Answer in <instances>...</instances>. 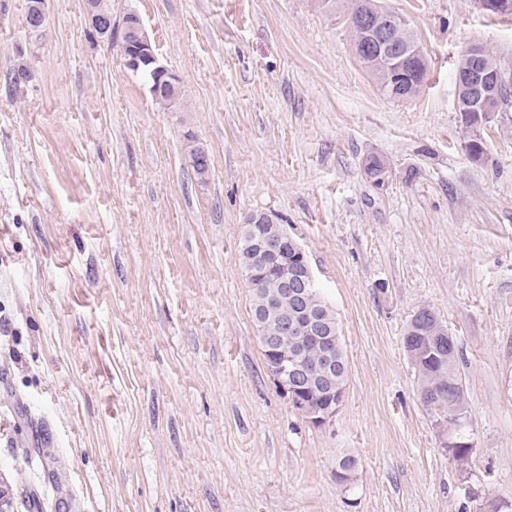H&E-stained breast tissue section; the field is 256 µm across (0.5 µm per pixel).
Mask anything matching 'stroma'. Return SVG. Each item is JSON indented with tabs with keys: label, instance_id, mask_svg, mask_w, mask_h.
I'll use <instances>...</instances> for the list:
<instances>
[{
	"label": "stroma",
	"instance_id": "stroma-1",
	"mask_svg": "<svg viewBox=\"0 0 512 512\" xmlns=\"http://www.w3.org/2000/svg\"><path fill=\"white\" fill-rule=\"evenodd\" d=\"M428 58L393 101L316 0H112L178 78L155 100L84 0H0V490L48 512H483L512 503V107L465 149L455 68L512 71V15L386 0ZM30 77L13 84L18 66ZM209 169H193L190 144ZM388 167L365 172L370 156ZM264 212L305 249L349 373L320 428L269 376L239 264ZM432 308L459 347L466 460L403 342ZM355 452L351 485L336 459Z\"/></svg>",
	"mask_w": 512,
	"mask_h": 512
}]
</instances>
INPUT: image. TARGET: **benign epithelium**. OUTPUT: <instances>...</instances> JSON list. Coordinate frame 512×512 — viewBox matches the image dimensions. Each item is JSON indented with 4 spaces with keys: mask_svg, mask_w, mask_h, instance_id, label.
I'll return each instance as SVG.
<instances>
[{
    "mask_svg": "<svg viewBox=\"0 0 512 512\" xmlns=\"http://www.w3.org/2000/svg\"><path fill=\"white\" fill-rule=\"evenodd\" d=\"M45 4L46 0H34L31 4L30 28L35 32L41 31L46 25ZM85 16L90 29L99 32L103 37L110 34L106 16L101 11L97 0H85ZM390 16L392 12L377 0L374 13L358 20L363 38L358 41L356 51L362 54L374 51L380 59L384 60V64L392 73L393 86L398 87L409 80V72L403 65V61L414 58L422 63L424 51L416 43L411 46L396 44L391 36L390 26L380 22V19ZM125 34L129 51L124 54L123 59L128 69L136 73L144 67L149 68L156 76L154 87L157 89L161 88L160 79L163 77L168 78L170 84L178 82L177 77L159 63L144 23L137 13L126 14ZM465 55L467 64L456 73L458 111L474 113V124L483 126L502 109V94L506 78L502 71L487 65L482 46H470L465 51ZM253 247L255 259L259 260V263L244 271L247 283H253V279L262 272L264 266L276 264L286 254L292 253L305 268V278L299 283L295 282V275L288 276V279L292 280V285L300 284L306 289L314 284L316 277L308 258L305 257L304 249L286 229H281L275 236H270L263 231L259 232L255 235ZM280 325L289 335L302 329L317 336L325 361H330L336 354V334L313 315L308 314L302 320L296 318L292 321L285 317L280 319ZM260 343L264 361L267 362V370L277 387L292 404L304 406L303 416L308 423L315 427L328 424L336 415L343 396L329 386L328 381L323 378L316 381L310 380L302 356L295 345L265 338L260 339ZM311 388L319 393V403L314 406L304 404V397Z\"/></svg>",
    "mask_w": 512,
    "mask_h": 512,
    "instance_id": "1",
    "label": "benign epithelium"
}]
</instances>
